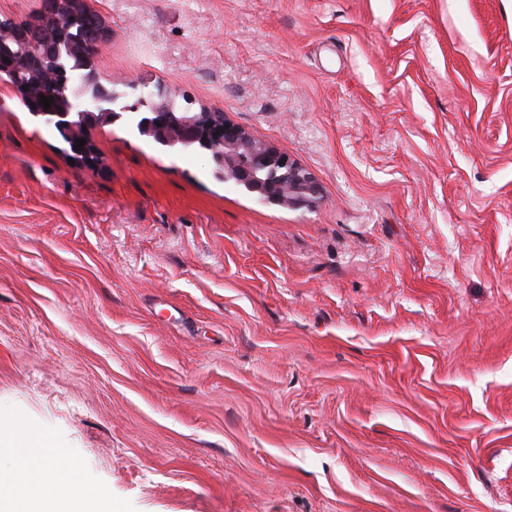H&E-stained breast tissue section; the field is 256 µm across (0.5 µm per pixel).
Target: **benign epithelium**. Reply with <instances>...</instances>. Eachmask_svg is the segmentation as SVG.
Segmentation results:
<instances>
[{
    "instance_id": "7a95c632",
    "label": "benign epithelium",
    "mask_w": 512,
    "mask_h": 512,
    "mask_svg": "<svg viewBox=\"0 0 512 512\" xmlns=\"http://www.w3.org/2000/svg\"><path fill=\"white\" fill-rule=\"evenodd\" d=\"M78 0H43L40 16L33 22L11 24L10 28L0 26V36L7 35L18 43H34L44 37L60 23L61 18L75 12ZM51 44H46L43 52L30 59H24L22 73L33 74L42 67L44 60L52 56ZM59 126L67 133L73 146V152L83 161L91 158L89 145L77 147L76 140L83 137L80 128L100 123L108 118V113L94 112L84 108L78 113V121L70 120V108L63 106L54 113ZM144 134L158 140L180 141L186 144L202 143L206 146L214 143L231 150V161H226L223 151H216L212 161L222 167L228 166L230 177L243 184L261 201H266L268 183L256 177L257 164L262 163L279 173V177L293 184V201L298 206H312L321 197L318 184L304 169L297 166L288 155L269 145L261 147L251 142L244 130L222 112H203L200 115L177 116L165 108H153L140 122Z\"/></svg>"
}]
</instances>
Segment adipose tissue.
I'll return each instance as SVG.
<instances>
[{"mask_svg": "<svg viewBox=\"0 0 512 512\" xmlns=\"http://www.w3.org/2000/svg\"><path fill=\"white\" fill-rule=\"evenodd\" d=\"M15 458L7 477H0V487L8 495L0 500V512H93L97 500L75 493L69 486L66 470L53 463L41 442L20 433H0V459ZM52 486V498L40 495V488Z\"/></svg>", "mask_w": 512, "mask_h": 512, "instance_id": "1", "label": "adipose tissue"}]
</instances>
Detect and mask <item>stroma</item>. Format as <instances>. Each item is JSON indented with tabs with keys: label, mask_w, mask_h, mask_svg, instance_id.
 I'll list each match as a JSON object with an SVG mask.
<instances>
[{
	"label": "stroma",
	"mask_w": 512,
	"mask_h": 512,
	"mask_svg": "<svg viewBox=\"0 0 512 512\" xmlns=\"http://www.w3.org/2000/svg\"><path fill=\"white\" fill-rule=\"evenodd\" d=\"M85 6L321 200L0 80V421L111 512H512V0Z\"/></svg>",
	"instance_id": "stroma-1"
}]
</instances>
